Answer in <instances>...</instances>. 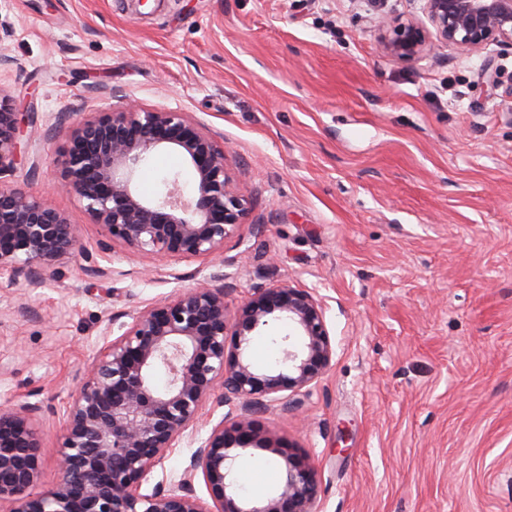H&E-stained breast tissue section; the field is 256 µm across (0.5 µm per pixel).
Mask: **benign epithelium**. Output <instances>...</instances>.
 Returning a JSON list of instances; mask_svg holds the SVG:
<instances>
[{"label":"benign epithelium","mask_w":512,"mask_h":512,"mask_svg":"<svg viewBox=\"0 0 512 512\" xmlns=\"http://www.w3.org/2000/svg\"><path fill=\"white\" fill-rule=\"evenodd\" d=\"M422 2L419 16L372 20L384 54L408 62L441 46L462 56L491 45L512 53V0ZM28 124L0 91V178L27 152ZM219 138L186 112L134 101L77 124L62 187L100 228L99 252L114 261L124 255L207 261L224 252L248 206L231 187ZM159 150L182 155L192 184L169 175L155 197L145 198L136 179ZM78 257L93 278L125 275L92 260L79 225L64 210L0 183V272L8 273V284L34 292L45 286L47 270ZM230 278L213 273L162 302L112 316L129 320L107 328L103 345L75 377L53 487L30 492L42 448L43 401L0 405V505H9L6 512H319L318 473L294 452L283 454L285 476L272 495L259 505H238L229 438L268 447L256 416L274 408L300 411L309 388L326 375L335 345L323 304L304 288L273 280L244 293L231 316ZM280 326L288 327L280 337L281 358L261 372L247 349L253 337ZM159 372L166 377L161 387ZM207 404L227 412L215 423L204 421ZM187 436L191 453L179 479L144 487ZM197 478L210 499L197 494Z\"/></svg>","instance_id":"7a95c632"}]
</instances>
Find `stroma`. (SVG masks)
Returning a JSON list of instances; mask_svg holds the SVG:
<instances>
[{"instance_id":"35a3bbf8","label":"stroma","mask_w":512,"mask_h":512,"mask_svg":"<svg viewBox=\"0 0 512 512\" xmlns=\"http://www.w3.org/2000/svg\"><path fill=\"white\" fill-rule=\"evenodd\" d=\"M420 0H0L13 33L0 91L29 113L32 156L6 184L100 229L61 188L73 123L133 99L219 132L252 210L224 245L237 290L278 279L322 297L336 356L299 413L259 424L318 471L321 512H512V55L451 48L403 63L369 24ZM493 60L499 84L480 68ZM70 121L59 124L60 113ZM191 174L157 152L138 189ZM123 277L62 264L30 291L0 274V404L37 395L55 464L74 376L112 314L194 286L219 263H117ZM266 448L235 481L264 500Z\"/></svg>"}]
</instances>
